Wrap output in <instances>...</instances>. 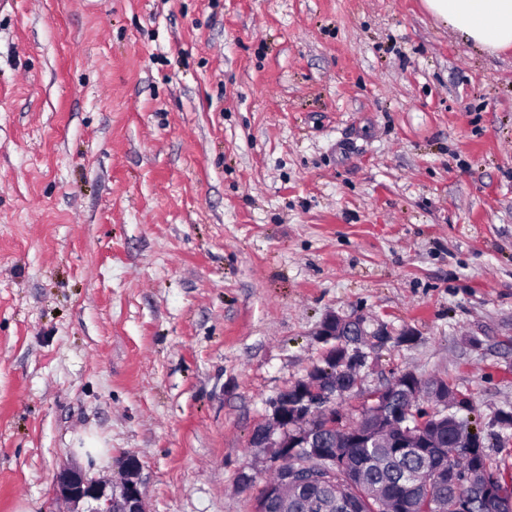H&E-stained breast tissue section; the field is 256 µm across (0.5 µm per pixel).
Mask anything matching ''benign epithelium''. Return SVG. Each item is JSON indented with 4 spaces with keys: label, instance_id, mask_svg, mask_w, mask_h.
Returning a JSON list of instances; mask_svg holds the SVG:
<instances>
[{
    "label": "benign epithelium",
    "instance_id": "benign-epithelium-1",
    "mask_svg": "<svg viewBox=\"0 0 512 512\" xmlns=\"http://www.w3.org/2000/svg\"><path fill=\"white\" fill-rule=\"evenodd\" d=\"M365 322L359 318H344L334 312L322 320L318 335L325 343L338 336L365 335ZM312 378L297 382L283 390L272 404L268 422L258 427L249 439L252 448H267L279 461V484L274 486L280 498L282 512H288L289 497L304 491V485L288 470V458L304 450L331 467H336L339 451L336 443L316 436L309 428H298V422L312 417L316 410L325 415L326 426L343 428L342 419L336 418L337 405L348 395L359 389L360 381L344 380L333 386L311 385ZM364 409L378 417V424L391 446L405 450L430 448L434 440L421 431H412L405 426L407 415L424 423L428 416L448 410V382L433 380L430 383L396 376L393 384L375 390L368 395ZM141 463L135 456L124 462V477L119 490L112 484L90 478L77 467H63L55 475L54 490L58 499L72 505V512H81L79 504H89L86 512H146L145 492L140 480ZM428 481L440 486L458 483L456 473L445 466L435 468ZM477 498H485L502 512H512V499L502 500L498 496L495 477L484 474L469 491L460 495L454 512H471Z\"/></svg>",
    "mask_w": 512,
    "mask_h": 512
}]
</instances>
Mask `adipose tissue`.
Segmentation results:
<instances>
[{"label":"adipose tissue","mask_w":512,"mask_h":512,"mask_svg":"<svg viewBox=\"0 0 512 512\" xmlns=\"http://www.w3.org/2000/svg\"><path fill=\"white\" fill-rule=\"evenodd\" d=\"M429 12L486 52L512 48V0H424Z\"/></svg>","instance_id":"1"}]
</instances>
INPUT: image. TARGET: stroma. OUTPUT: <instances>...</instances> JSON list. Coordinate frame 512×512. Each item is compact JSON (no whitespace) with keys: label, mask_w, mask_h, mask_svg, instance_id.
I'll return each mask as SVG.
<instances>
[{"label":"stroma","mask_w":512,"mask_h":512,"mask_svg":"<svg viewBox=\"0 0 512 512\" xmlns=\"http://www.w3.org/2000/svg\"><path fill=\"white\" fill-rule=\"evenodd\" d=\"M330 312L391 336L363 393L512 410L511 50L423 0L0 5V512L128 455L147 512H255Z\"/></svg>","instance_id":"35a3bbf8"}]
</instances>
